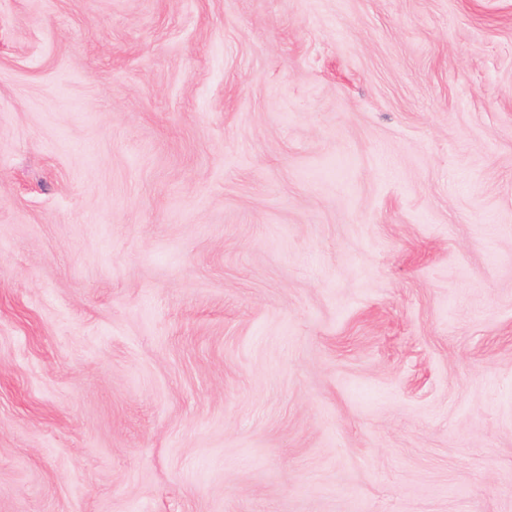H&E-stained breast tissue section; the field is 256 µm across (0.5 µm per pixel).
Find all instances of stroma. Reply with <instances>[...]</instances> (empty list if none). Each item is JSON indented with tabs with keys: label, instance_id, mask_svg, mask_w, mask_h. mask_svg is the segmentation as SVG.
<instances>
[{
	"label": "stroma",
	"instance_id": "stroma-1",
	"mask_svg": "<svg viewBox=\"0 0 512 512\" xmlns=\"http://www.w3.org/2000/svg\"><path fill=\"white\" fill-rule=\"evenodd\" d=\"M0 512H512V0H0Z\"/></svg>",
	"mask_w": 512,
	"mask_h": 512
}]
</instances>
